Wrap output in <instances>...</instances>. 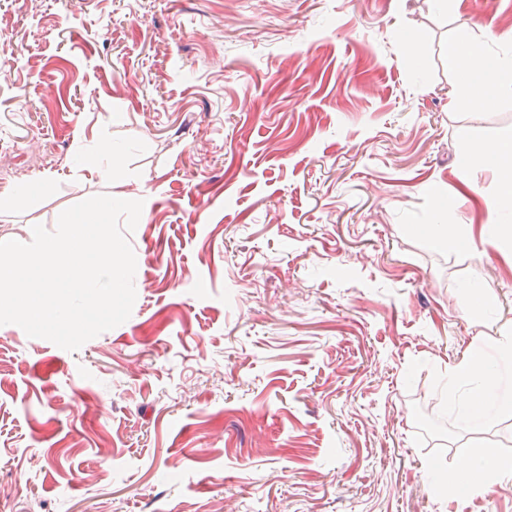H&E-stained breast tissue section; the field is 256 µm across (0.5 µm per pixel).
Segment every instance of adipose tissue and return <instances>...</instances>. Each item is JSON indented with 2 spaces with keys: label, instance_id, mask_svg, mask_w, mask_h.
<instances>
[{
  "label": "adipose tissue",
  "instance_id": "adipose-tissue-1",
  "mask_svg": "<svg viewBox=\"0 0 512 512\" xmlns=\"http://www.w3.org/2000/svg\"><path fill=\"white\" fill-rule=\"evenodd\" d=\"M471 90L477 101L488 103L500 93L512 92V53L481 54L480 61L469 74ZM483 165L491 169L495 182L481 187L470 178H463L462 190L453 197L455 206L468 203L471 195H478L488 215L486 224L469 229L467 235H460L456 227L448 231L424 228L425 236L437 242H448L457 247L466 237L479 238L491 245L501 262L512 269V143L496 144L482 157ZM497 352L496 358L483 355L480 347H473L449 366L445 385L462 388L464 396L475 394L495 398V417L512 416V393L503 391V369L512 363V328H502L492 339Z\"/></svg>",
  "mask_w": 512,
  "mask_h": 512
}]
</instances>
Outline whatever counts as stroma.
Segmentation results:
<instances>
[{"instance_id":"obj_1","label":"stroma","mask_w":512,"mask_h":512,"mask_svg":"<svg viewBox=\"0 0 512 512\" xmlns=\"http://www.w3.org/2000/svg\"><path fill=\"white\" fill-rule=\"evenodd\" d=\"M509 30L512 0H0V238L144 203L126 322L75 352L0 326V512H512L447 483L512 459V417L442 386L512 270L418 232L512 134L448 44ZM464 288L471 295L475 293L483 294L482 301L476 306V308L473 311L474 316H476L480 321H483L489 315L497 311V300L494 296L486 293L484 289L485 287L483 286V279L479 274H471L468 280L466 281Z\"/></svg>"}]
</instances>
